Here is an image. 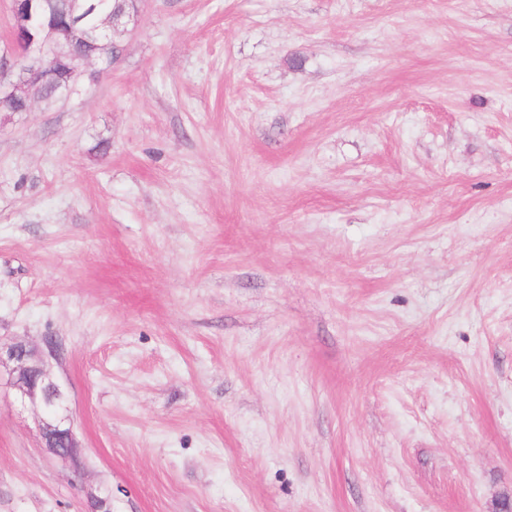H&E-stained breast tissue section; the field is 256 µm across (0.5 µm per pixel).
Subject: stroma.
<instances>
[{
    "label": "stroma",
    "mask_w": 512,
    "mask_h": 512,
    "mask_svg": "<svg viewBox=\"0 0 512 512\" xmlns=\"http://www.w3.org/2000/svg\"><path fill=\"white\" fill-rule=\"evenodd\" d=\"M0 112V512H492L512 496V0H147ZM136 4V9L126 11L124 9H112L107 12L102 20V29L107 38L123 37L128 35L139 23L142 12L143 0H129ZM104 37L103 33L90 34L87 46L97 54L104 57H111L114 49L112 40ZM60 346L52 337L39 349L24 341L0 342V371L7 368L15 402L35 409L40 417L42 447L62 461H78L79 444L67 405V393L52 375L48 360L58 359Z\"/></svg>",
    "instance_id": "35a3bbf8"
}]
</instances>
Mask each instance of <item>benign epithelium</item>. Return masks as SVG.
<instances>
[{"instance_id": "7a95c632", "label": "benign epithelium", "mask_w": 512, "mask_h": 512, "mask_svg": "<svg viewBox=\"0 0 512 512\" xmlns=\"http://www.w3.org/2000/svg\"><path fill=\"white\" fill-rule=\"evenodd\" d=\"M136 9H114L105 14L102 29L105 36L124 37L139 23L143 0H132ZM55 0H10L11 37L0 48V110L4 111L19 99L32 103L43 85L42 74L71 55L72 46L86 40L85 31L71 24L64 39L52 40L31 32L37 16L52 15ZM60 356V346L51 337L39 349L24 341L0 343V369L11 375L15 402L39 414L42 447L62 461H78L79 444L67 405V393L52 375L48 360Z\"/></svg>"}]
</instances>
